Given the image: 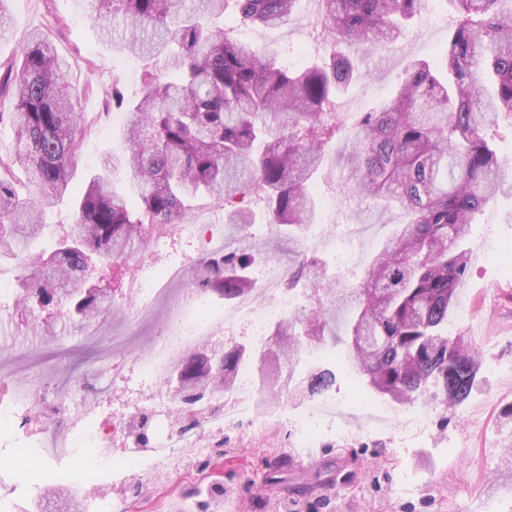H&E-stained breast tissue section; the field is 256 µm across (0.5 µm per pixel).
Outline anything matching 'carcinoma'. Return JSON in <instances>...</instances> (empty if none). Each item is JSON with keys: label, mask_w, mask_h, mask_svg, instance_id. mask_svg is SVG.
<instances>
[{"label": "carcinoma", "mask_w": 512, "mask_h": 512, "mask_svg": "<svg viewBox=\"0 0 512 512\" xmlns=\"http://www.w3.org/2000/svg\"><path fill=\"white\" fill-rule=\"evenodd\" d=\"M101 39L114 43L113 22L125 23L121 48L151 63L134 96L112 86V107L126 115V149L102 159L77 193L75 222L58 238L50 262L28 266L46 209L72 192L81 123L65 62L53 44L34 33L18 63L0 72V98L13 111L0 125L13 128V151L0 156V260L23 266L16 305L32 318L51 308L71 330L110 308L80 292L97 265L119 268L139 256L154 235L182 223L189 203L209 198L224 207V249L195 266L193 288L224 299L256 293L253 246L242 232L253 223L246 196L265 202L269 223L301 245L315 223L316 183L327 144L349 134L344 187L386 208L400 223L372 252L362 278L350 283L327 275L326 261L305 251L286 288L310 293L316 308L273 326L277 345L224 351V378L206 389L228 394L239 369L274 359L279 392L313 398L336 384L322 364L299 370L305 336L335 337L336 311L349 308L347 368L377 396L395 405L422 401L463 404L477 387L480 361L466 336L448 330L458 287L469 266L464 248L484 206L504 191L492 127L512 119V9L508 0H445L451 24L440 66L412 60L393 98L379 112L359 113L348 126L334 112L336 99L357 77L349 45L365 55L404 34L422 0H319L318 18L333 51L296 67L275 54L224 33L232 8L246 23L282 27L297 0H86ZM25 172L28 193L15 188ZM122 173L128 192L113 189ZM371 329L376 347L352 344ZM204 361L186 357L174 391L195 404L191 384ZM153 414H139L134 441L150 443Z\"/></svg>", "instance_id": "cac0c4a2"}]
</instances>
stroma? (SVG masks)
<instances>
[{"instance_id":"1","label":"stroma","mask_w":512,"mask_h":512,"mask_svg":"<svg viewBox=\"0 0 512 512\" xmlns=\"http://www.w3.org/2000/svg\"><path fill=\"white\" fill-rule=\"evenodd\" d=\"M0 6L12 22L0 38V64L18 59L23 40L34 29L42 30L70 64V81L84 114L73 185L83 188L105 153L124 147V118L108 104L113 85L134 91L147 63L102 42L86 19L83 0H5ZM224 30L291 64L301 55L324 56L332 50L321 33L314 0H297L293 21L280 28L245 25L229 11ZM447 41L443 0H423L397 43L364 56L362 76L340 96L337 111L349 121L358 112L382 108L407 62H437ZM349 146L343 140L327 148L319 186L323 205L303 248L329 257L333 237L359 241L355 258L340 269L345 279L355 282L369 252L392 233L400 216L395 209L346 192L340 157ZM249 206L255 216L249 227L253 245L287 263V238L264 226V204L258 197H250ZM488 246L496 251V259L485 256ZM468 248L469 273L458 290L451 328L469 336L482 363H496L498 370L480 372V388L463 405L437 408L423 435L410 437L400 428L372 430L362 416L348 412L360 388L345 366L346 345L340 340L328 351L337 376L336 406L347 428L344 435L325 437L312 451L291 447L290 428L282 415L261 413L252 422H225L223 430L212 433L203 461L181 455L168 471L141 479L113 468L79 473L61 455L21 459L17 466L44 492L63 488L91 502L109 492L117 512H290L296 502L301 512H476L485 499L496 500L500 512H512V484L503 477L504 450L497 436L501 411L512 405V277L500 264L501 258L512 255L511 193H501L485 206L471 228ZM198 257L192 245L175 242L165 251L148 250L121 269L107 270L106 285L121 313L101 318L77 336L33 335L14 297H0V399H10L15 378L37 375L49 377L54 388L79 382L73 401L95 405L98 417L123 407L122 394L99 397L97 372L110 351L101 338L126 337L129 351H136L156 334L181 289L180 283L166 284L163 299L141 318L130 319L125 312L137 309L138 303L129 298L127 285L163 265L191 271ZM405 473L410 483L404 487L400 479ZM213 482L230 491L219 509L201 506L199 498L189 494L193 486Z\"/></svg>"}]
</instances>
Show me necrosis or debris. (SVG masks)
Instances as JSON below:
<instances>
[{"label": "necrosis or debris", "mask_w": 512, "mask_h": 512, "mask_svg": "<svg viewBox=\"0 0 512 512\" xmlns=\"http://www.w3.org/2000/svg\"><path fill=\"white\" fill-rule=\"evenodd\" d=\"M285 277L284 267L267 260L259 271L266 288L264 300L241 299L215 319L198 313L197 293L193 288H183L150 348L132 355H113L102 369L105 393L117 391L129 398L127 406L108 419H96L92 407H72L66 395L45 405L44 380H16L12 399L0 402V440L9 436L17 421L30 423L33 434L14 440V447L38 457L62 453L77 469L89 463L90 449L118 440L124 443L121 461L133 473L147 457L152 459L155 470H168L181 448L193 449L199 457L206 455L211 433L222 427L225 419L251 417L259 404L251 373L245 369L239 372L233 401L216 395L207 414L197 421L188 420L181 413L178 399L164 387L165 379L188 351L203 344L223 343L226 336L239 330L254 340H265L274 324L301 311L299 297L280 288ZM144 409L165 416L171 424L169 435L147 447L129 440L133 421ZM290 423L292 445L296 448L316 447L325 435L340 428L335 418L312 412H294Z\"/></svg>", "instance_id": "necrosis-or-debris-1"}]
</instances>
